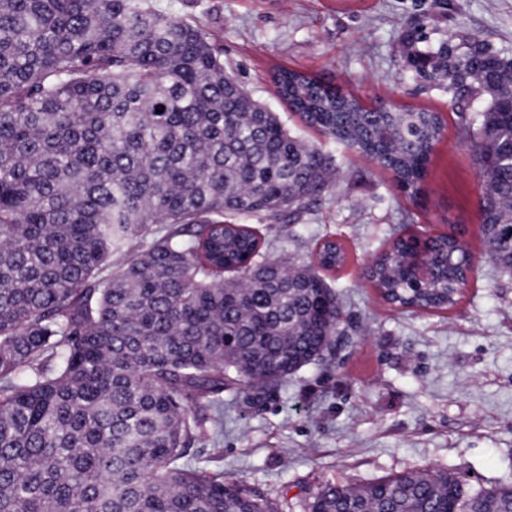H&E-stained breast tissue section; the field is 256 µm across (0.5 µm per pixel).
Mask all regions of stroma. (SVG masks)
I'll return each mask as SVG.
<instances>
[{"label": "stroma", "instance_id": "stroma-1", "mask_svg": "<svg viewBox=\"0 0 512 512\" xmlns=\"http://www.w3.org/2000/svg\"><path fill=\"white\" fill-rule=\"evenodd\" d=\"M214 31L224 68L286 128L332 156L334 189L305 224L261 226L274 249L309 262L333 239L345 263L325 279L339 296L335 345L264 392H224L218 442L195 443L196 468L307 512L329 483L362 485L414 469L459 473L474 486H512V274L488 258L480 231L482 178L448 95L420 87L398 53L416 14L512 53V0H158ZM293 68L344 86L365 103L442 113L447 128L411 198L374 161L308 127L274 92ZM461 234L476 272L447 311L385 303L365 266L397 236Z\"/></svg>", "mask_w": 512, "mask_h": 512}]
</instances>
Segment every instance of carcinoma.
Masks as SVG:
<instances>
[{"mask_svg": "<svg viewBox=\"0 0 512 512\" xmlns=\"http://www.w3.org/2000/svg\"><path fill=\"white\" fill-rule=\"evenodd\" d=\"M200 23L154 0H0V512H279L184 461L224 426V390L275 384L326 350L342 310L316 266L271 256L242 219L299 224L331 156L290 134L224 70ZM408 70L459 103L488 253L512 271V55L422 24ZM275 93L310 127L422 189L442 113L367 106L282 68ZM419 283L393 241L369 282L385 302L448 310L462 254L435 239ZM310 512H512V487L427 469L327 484Z\"/></svg>", "mask_w": 512, "mask_h": 512, "instance_id": "1", "label": "carcinoma"}]
</instances>
